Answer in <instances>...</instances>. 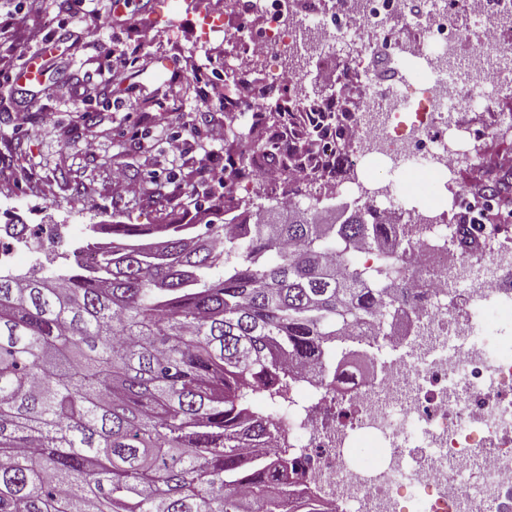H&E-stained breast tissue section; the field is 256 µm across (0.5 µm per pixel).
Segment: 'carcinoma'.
<instances>
[{
	"instance_id": "obj_1",
	"label": "carcinoma",
	"mask_w": 512,
	"mask_h": 512,
	"mask_svg": "<svg viewBox=\"0 0 512 512\" xmlns=\"http://www.w3.org/2000/svg\"><path fill=\"white\" fill-rule=\"evenodd\" d=\"M288 104L238 137L239 169H317L314 101ZM488 180L507 193L512 169ZM249 218L230 237L127 226L95 271L0 274V512H290L287 449L251 395L287 399L304 364L347 355L348 326L379 335L419 230L282 205ZM361 242L385 266L346 269Z\"/></svg>"
}]
</instances>
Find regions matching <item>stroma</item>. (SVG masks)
<instances>
[{"label": "stroma", "mask_w": 512, "mask_h": 512, "mask_svg": "<svg viewBox=\"0 0 512 512\" xmlns=\"http://www.w3.org/2000/svg\"><path fill=\"white\" fill-rule=\"evenodd\" d=\"M87 0L96 12L88 26L73 21L71 0H45L38 12L25 0H0V15H14L19 31L12 46L0 44V222L67 224L48 272H65L67 254L89 233L111 241L112 224H206L230 200L261 194L271 207L283 186L279 173L227 190L205 175L230 166L235 134L247 132L250 113L229 115L224 97L241 85L233 62L250 28V16L229 23L226 36L201 42L197 19L228 15L224 0ZM45 54L40 81H10L24 60ZM193 82L184 100L172 93ZM454 147L462 155L445 198L461 194L479 172L467 159L512 153L499 110L458 112ZM490 136L470 142L467 128ZM122 168L140 191L129 195L114 183Z\"/></svg>", "instance_id": "obj_1"}]
</instances>
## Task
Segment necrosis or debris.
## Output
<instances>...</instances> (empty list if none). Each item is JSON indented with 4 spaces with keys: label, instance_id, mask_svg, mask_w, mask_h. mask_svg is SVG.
I'll return each instance as SVG.
<instances>
[{
    "label": "necrosis or debris",
    "instance_id": "obj_1",
    "mask_svg": "<svg viewBox=\"0 0 512 512\" xmlns=\"http://www.w3.org/2000/svg\"><path fill=\"white\" fill-rule=\"evenodd\" d=\"M238 8L261 15L239 61L245 75L264 74L267 95L287 91L297 76L279 48L365 35L388 49V17L419 21L421 37L388 57L373 93L334 92L320 103L344 105L324 143L353 132L346 164L374 157L394 170L432 173L431 194L457 172L458 153L448 146L453 109L464 100L489 108L512 97V49L497 38L512 0H365L359 13L345 0H294L289 20L282 0H239ZM464 15L474 18L478 47L452 68ZM336 189L357 209L420 226L407 278L415 293L406 310L411 329L363 340L374 372L343 388L306 377L277 407L301 473L296 497L319 491L329 512H512V339L498 340L501 309L487 304L493 296L512 299V230L470 225L473 245L464 251L453 209L427 221L398 205L403 186L344 182ZM469 467L482 472L481 485L459 478Z\"/></svg>",
    "mask_w": 512,
    "mask_h": 512
}]
</instances>
